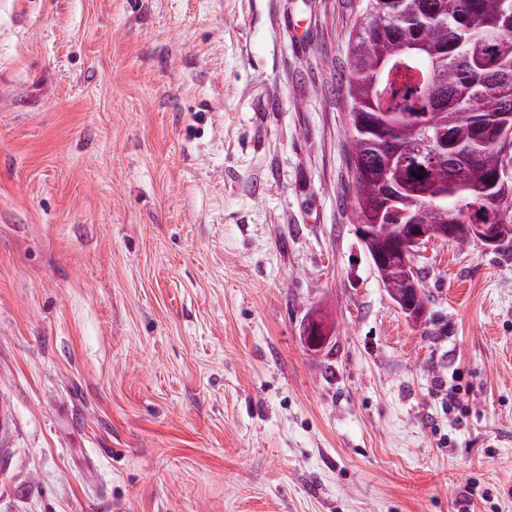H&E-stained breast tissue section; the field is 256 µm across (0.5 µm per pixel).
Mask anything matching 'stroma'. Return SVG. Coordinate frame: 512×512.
I'll return each instance as SVG.
<instances>
[{"mask_svg":"<svg viewBox=\"0 0 512 512\" xmlns=\"http://www.w3.org/2000/svg\"><path fill=\"white\" fill-rule=\"evenodd\" d=\"M360 5L0 0V512H512V244L379 284Z\"/></svg>","mask_w":512,"mask_h":512,"instance_id":"obj_1","label":"stroma"}]
</instances>
